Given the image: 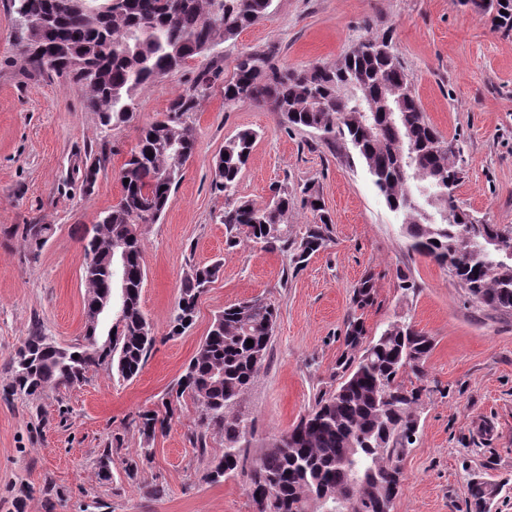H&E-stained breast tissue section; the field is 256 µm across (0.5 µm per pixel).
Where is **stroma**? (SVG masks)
<instances>
[{"instance_id": "obj_1", "label": "stroma", "mask_w": 512, "mask_h": 512, "mask_svg": "<svg viewBox=\"0 0 512 512\" xmlns=\"http://www.w3.org/2000/svg\"><path fill=\"white\" fill-rule=\"evenodd\" d=\"M14 27L11 0H0V512H255L245 476L207 480L224 439L209 437L203 454L193 448L192 402L154 440L132 422L168 398L214 316L255 296L273 304L278 319L269 359L245 401L255 432L251 457L287 431L319 392L336 388L337 364L351 352V316L361 315L371 336L406 320L432 337L433 350L419 432L393 512H470L474 478L497 490L489 512H512V311L478 303L448 269L409 251L402 216L389 209L350 147L289 126L267 108L224 102V81L245 52L272 53L277 67L300 72L336 64L367 37H389L427 121L463 148L458 205L512 228V33L494 30L458 0H273L270 12L224 40L218 55L195 57L142 90L132 120L107 130L67 79L23 68ZM209 66L221 78L187 117L195 151L162 218L142 229L140 306L156 336L143 369L128 381L101 369L86 384L35 402L5 395L6 363L34 327L62 346L82 342L80 227L119 200L117 173L141 128L161 119ZM242 129L257 139L239 176V197L262 206L274 188H288L294 206L285 222L296 239L318 219L304 188L319 196L332 220L328 245L301 270L280 252L246 241L226 245L225 198L214 187V168L225 139ZM95 160L100 167L89 186L85 172ZM26 224L55 228L34 260L24 257ZM216 262L221 270L194 324L170 335L183 277L191 266ZM367 277L373 303L359 311L353 298ZM405 279L407 291L400 287ZM114 437L121 446L105 481L98 458ZM145 447L150 458L140 462L137 479H128L127 459ZM156 485L163 497L151 496Z\"/></svg>"}]
</instances>
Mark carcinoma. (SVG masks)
Wrapping results in <instances>:
<instances>
[{
  "instance_id": "1",
  "label": "carcinoma",
  "mask_w": 512,
  "mask_h": 512,
  "mask_svg": "<svg viewBox=\"0 0 512 512\" xmlns=\"http://www.w3.org/2000/svg\"><path fill=\"white\" fill-rule=\"evenodd\" d=\"M11 2L16 14L42 22L34 35L42 52L17 44L23 66L69 79L84 95L86 108L109 128L130 121L140 91L180 69L181 59L209 53L218 39L255 24L273 0H83L80 10L71 9L70 0ZM479 9L495 30L512 32V0H488ZM246 56L224 81L226 103L267 106L289 125L315 130L326 143L351 146L387 206L403 217L410 250L450 269L478 302L512 310V257H505L512 252V230L461 219L455 198L463 174L460 149L427 122L409 71L388 38L365 39L336 65H314L302 73L280 70L268 52ZM216 76L206 68L199 71L193 88L172 100L162 119L141 129L119 171V180H129L121 185L119 201L92 227L82 228L84 256H93L83 268L86 333L100 337L96 301L107 284L110 247L117 240L128 254L122 328L95 348L82 343L59 348L42 329L33 328L24 341L31 358L18 352L10 360L11 393L36 400L47 391L82 384L100 368L124 380L141 371L155 336L139 304L145 279L139 225L153 224L165 212L195 148L185 115L196 110ZM389 88L400 90L394 125L382 106ZM254 136L250 129L237 132L216 159L220 174L214 185L226 199L220 216L226 243L234 248L243 236L262 250L282 253L298 270L326 245L331 218L317 205L319 199L308 200L319 219L296 240L284 224L292 205L287 190H275L264 207L236 198ZM53 233L50 224L22 228L34 256ZM219 269L218 264L195 266L186 273L169 335L193 325L199 298ZM372 290V278L361 281L356 308L372 304ZM276 320V309L259 297L225 307L176 383L175 398H190L198 412L190 442L204 452L211 435L224 437V454L207 473L211 483L244 466L254 428L242 406L267 361ZM345 339L347 346L363 348L362 354L339 360L338 386L318 395L312 409L252 463L246 491L256 512H325L343 501L356 502L354 512H381L380 504L399 495L402 480L392 478L393 465L404 464L414 445L410 438L418 433L422 391L406 385L405 377L425 378L432 338L396 321L369 340L364 321L354 316ZM175 411L169 400L160 410L138 413L139 431L148 440L155 438L167 430ZM469 492L472 512H485L495 494L485 483L471 484Z\"/></svg>"
}]
</instances>
